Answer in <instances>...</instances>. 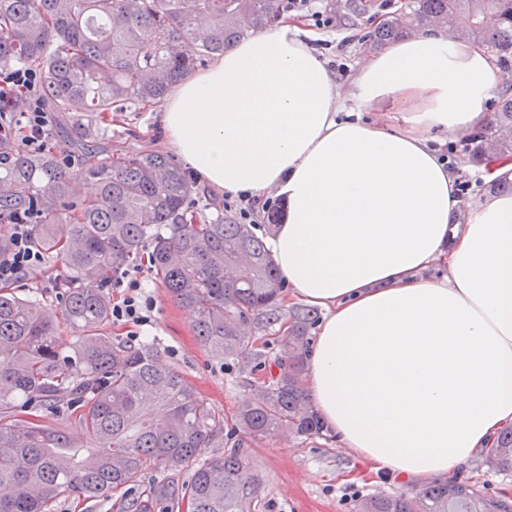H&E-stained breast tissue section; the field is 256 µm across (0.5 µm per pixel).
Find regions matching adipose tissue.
<instances>
[{
  "mask_svg": "<svg viewBox=\"0 0 512 512\" xmlns=\"http://www.w3.org/2000/svg\"><path fill=\"white\" fill-rule=\"evenodd\" d=\"M314 39L275 14L178 85L162 126L208 185L281 198L267 247L284 305L325 313L302 386L340 445L393 486L444 483L512 426V195L462 212L440 157L503 78L442 29L342 80Z\"/></svg>",
  "mask_w": 512,
  "mask_h": 512,
  "instance_id": "1",
  "label": "adipose tissue"
}]
</instances>
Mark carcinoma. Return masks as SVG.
Wrapping results in <instances>:
<instances>
[{
  "label": "carcinoma",
  "instance_id": "carcinoma-1",
  "mask_svg": "<svg viewBox=\"0 0 512 512\" xmlns=\"http://www.w3.org/2000/svg\"><path fill=\"white\" fill-rule=\"evenodd\" d=\"M275 9V0H0V66L38 67L47 105L62 114L74 103L90 112L153 106L195 67L264 28ZM437 23L497 60L507 85L481 135L483 155L512 156V0H410L371 45ZM69 146L85 156L75 172L51 152L22 149L0 165V250L10 246L9 219L27 211L35 245L63 267L56 306L0 287V512H53L73 493L112 496L120 512H260L262 477L249 449L224 447V432L328 433L301 386L317 313L284 308V283L253 225L188 214L204 189L167 156L114 153L112 136L93 123L73 126ZM79 179L94 193L68 205ZM147 243L165 292L192 315L211 356L234 359L249 349L248 330L288 323L280 352L256 355L267 377L250 385L231 420L153 344L105 333L112 279ZM63 327L76 333L68 344L59 341ZM26 402L46 414H21ZM64 408L84 440L58 422ZM484 464L512 470V427ZM161 465L168 477L142 497L128 494ZM494 502L454 481L413 497L367 496L356 512H493Z\"/></svg>",
  "mask_w": 512,
  "mask_h": 512
}]
</instances>
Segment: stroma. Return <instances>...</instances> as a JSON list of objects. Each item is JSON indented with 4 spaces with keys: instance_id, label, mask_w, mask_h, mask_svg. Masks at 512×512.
<instances>
[{
    "instance_id": "obj_1",
    "label": "stroma",
    "mask_w": 512,
    "mask_h": 512,
    "mask_svg": "<svg viewBox=\"0 0 512 512\" xmlns=\"http://www.w3.org/2000/svg\"><path fill=\"white\" fill-rule=\"evenodd\" d=\"M323 4L338 11L347 23L345 29L326 33L325 38L344 41L342 56L348 69H355L369 54L364 35L391 16L393 8L382 0H323ZM98 122L111 130L115 148L129 153L145 149L169 156L174 153L165 138L158 107L107 112L99 115ZM452 143L454 152L448 160L456 178L468 184L460 200L462 210L469 211L485 196L495 194L497 186L485 178L471 134L458 135ZM142 276L156 308L153 324L139 330L140 341L154 343L165 363L178 368L211 406L232 417L248 383L263 378L253 369V354L276 353V336L256 335L249 355L227 362L215 360L202 349L187 311L166 295L156 273L147 268ZM245 445L264 478L266 512H355L362 497L396 492L387 483L355 479L359 463L354 454L332 439L269 435L246 439Z\"/></svg>"
}]
</instances>
